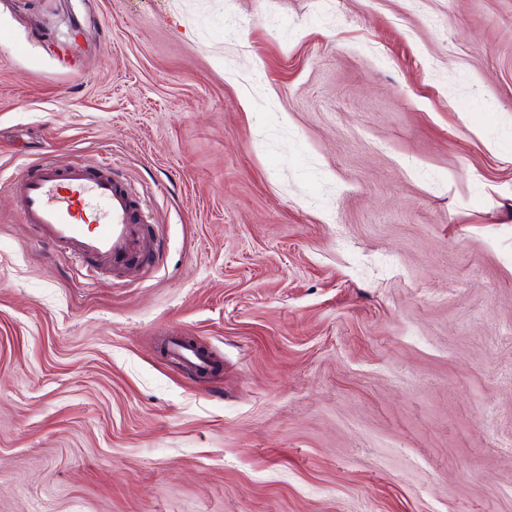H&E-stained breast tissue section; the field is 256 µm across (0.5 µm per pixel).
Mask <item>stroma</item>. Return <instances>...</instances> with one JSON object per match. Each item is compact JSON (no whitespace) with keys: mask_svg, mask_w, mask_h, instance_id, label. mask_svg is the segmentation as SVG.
Instances as JSON below:
<instances>
[{"mask_svg":"<svg viewBox=\"0 0 512 512\" xmlns=\"http://www.w3.org/2000/svg\"><path fill=\"white\" fill-rule=\"evenodd\" d=\"M103 155L133 278L12 193ZM0 512H512V0H0ZM168 355L179 363H186L194 369L205 370L210 366V360H214L209 354L203 353L189 344L183 337L169 336L164 342Z\"/></svg>","mask_w":512,"mask_h":512,"instance_id":"1","label":"stroma"}]
</instances>
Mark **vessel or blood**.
<instances>
[{
  "instance_id": "b4317fda",
  "label": "vessel or blood",
  "mask_w": 512,
  "mask_h": 512,
  "mask_svg": "<svg viewBox=\"0 0 512 512\" xmlns=\"http://www.w3.org/2000/svg\"><path fill=\"white\" fill-rule=\"evenodd\" d=\"M12 188L22 222L34 227L40 240L63 248L75 260L92 257L105 265L129 264L154 249L138 204L114 176L111 158L65 168L34 162ZM164 347L177 362L197 370L210 366V355L183 337H167Z\"/></svg>"
}]
</instances>
